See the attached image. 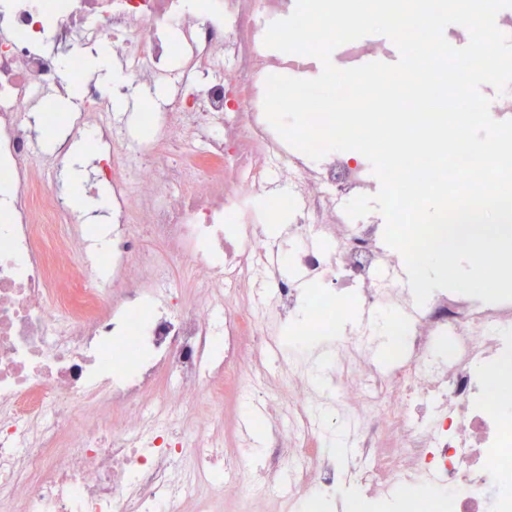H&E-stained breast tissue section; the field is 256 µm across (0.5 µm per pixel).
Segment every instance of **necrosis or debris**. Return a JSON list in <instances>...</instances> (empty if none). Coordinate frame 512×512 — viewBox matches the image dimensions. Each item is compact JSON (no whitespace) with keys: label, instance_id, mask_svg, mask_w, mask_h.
<instances>
[{"label":"necrosis or debris","instance_id":"necrosis-or-debris-1","mask_svg":"<svg viewBox=\"0 0 512 512\" xmlns=\"http://www.w3.org/2000/svg\"><path fill=\"white\" fill-rule=\"evenodd\" d=\"M205 3L0 0V512H512V302L417 305L383 225L337 221L351 190L335 162L296 167L258 108L284 0ZM242 12L254 26L225 27ZM77 41L144 80L177 55L188 74L235 60L136 132L87 88L73 123L112 190L106 231L53 186L70 142L40 153L30 125L32 91L79 71ZM272 172L295 212L276 235ZM349 293L363 321L331 337ZM388 309L382 365L370 336ZM256 431L271 453L248 471Z\"/></svg>","mask_w":512,"mask_h":512}]
</instances>
